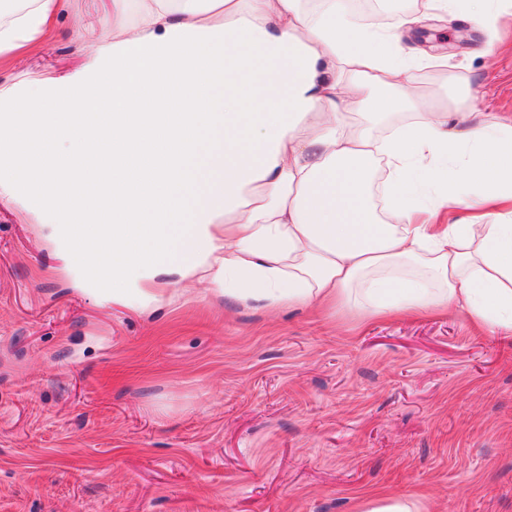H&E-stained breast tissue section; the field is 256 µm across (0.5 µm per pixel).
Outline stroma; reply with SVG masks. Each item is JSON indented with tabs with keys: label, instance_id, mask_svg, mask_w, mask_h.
Returning a JSON list of instances; mask_svg holds the SVG:
<instances>
[{
	"label": "stroma",
	"instance_id": "35a3bbf8",
	"mask_svg": "<svg viewBox=\"0 0 512 512\" xmlns=\"http://www.w3.org/2000/svg\"><path fill=\"white\" fill-rule=\"evenodd\" d=\"M69 0L50 50L1 82L79 67ZM411 46L446 69L430 95L479 88L475 120L512 117V18L463 9ZM53 225L0 205V512H359L382 490L422 512H512V335L465 314L362 321L267 310L212 284L162 288L153 310L77 282Z\"/></svg>",
	"mask_w": 512,
	"mask_h": 512
}]
</instances>
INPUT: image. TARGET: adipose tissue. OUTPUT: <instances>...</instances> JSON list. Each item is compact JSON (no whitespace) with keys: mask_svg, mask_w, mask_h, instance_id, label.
I'll return each mask as SVG.
<instances>
[{"mask_svg":"<svg viewBox=\"0 0 512 512\" xmlns=\"http://www.w3.org/2000/svg\"><path fill=\"white\" fill-rule=\"evenodd\" d=\"M318 3L72 15L81 69L0 84V201L43 213L83 280L139 310L159 281L209 279L240 305L454 308L512 332V120L474 123L469 84L455 107L416 95L418 66L443 61L413 56L408 18L360 24L346 0ZM66 7L1 12L0 59L50 47ZM399 110L408 121L378 135Z\"/></svg>","mask_w":512,"mask_h":512,"instance_id":"obj_1","label":"adipose tissue"}]
</instances>
